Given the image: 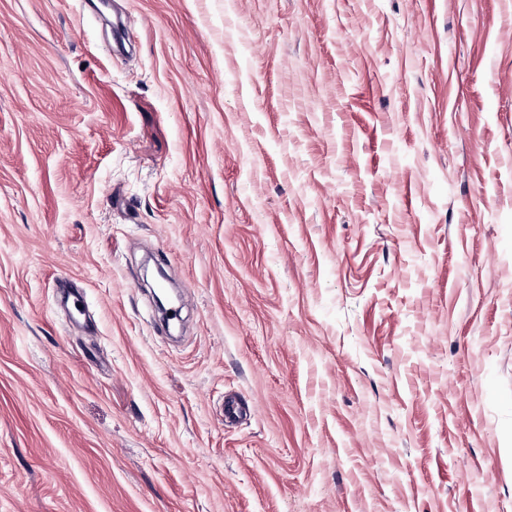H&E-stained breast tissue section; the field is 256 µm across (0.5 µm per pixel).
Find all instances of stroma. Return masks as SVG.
Wrapping results in <instances>:
<instances>
[{"label":"stroma","instance_id":"1","mask_svg":"<svg viewBox=\"0 0 512 512\" xmlns=\"http://www.w3.org/2000/svg\"><path fill=\"white\" fill-rule=\"evenodd\" d=\"M0 512H512V0H0Z\"/></svg>","mask_w":512,"mask_h":512}]
</instances>
